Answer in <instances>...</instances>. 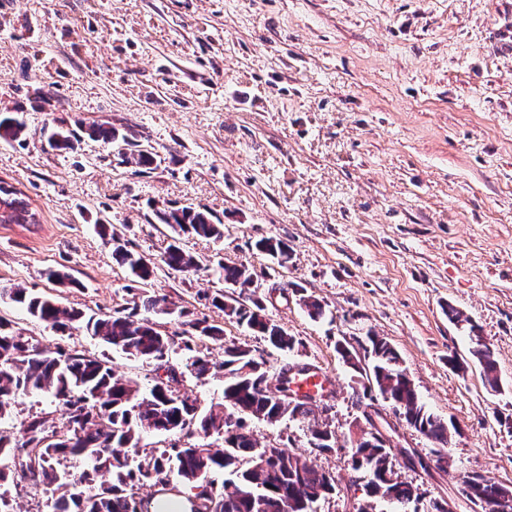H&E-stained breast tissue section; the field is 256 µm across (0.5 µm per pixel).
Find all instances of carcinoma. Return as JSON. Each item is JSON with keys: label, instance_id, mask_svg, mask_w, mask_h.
Listing matches in <instances>:
<instances>
[{"label": "carcinoma", "instance_id": "obj_1", "mask_svg": "<svg viewBox=\"0 0 512 512\" xmlns=\"http://www.w3.org/2000/svg\"><path fill=\"white\" fill-rule=\"evenodd\" d=\"M24 131L25 126L18 119L0 114V140L17 141ZM90 136L131 145L128 135L108 126L92 128ZM123 156L126 163L140 168L155 163V153L149 150L125 152ZM151 207L159 223L170 229L172 243L154 261L116 242L112 246L113 261L145 285L161 266L176 272L212 270L225 287L237 288L239 293L236 298L217 293L211 298V305L285 355L294 352L296 339L266 316L261 297L252 290L254 276L247 266L226 261L204 266L199 257L182 246L181 236L186 234L213 240L224 238V224L214 222L210 213L191 205L159 207L154 202ZM2 209L8 217H0V224L32 223L34 212L22 193L0 181ZM254 248L280 266L288 263L290 250L281 240L262 238ZM0 299L21 306L31 317L56 331L80 324L105 344L160 367L168 363L173 341L157 328L153 316H185V311H175L160 295H145L128 310L99 316H87L63 306L53 295H34L19 286L1 287ZM448 319L456 326L468 327L475 343L472 355L482 367L484 383L491 390H498L496 361L478 327L453 306L448 307ZM184 325L189 330L185 331L181 349L188 354L191 371L200 378L210 373L212 362L199 349V342L224 340V329L198 318L186 320ZM367 339L369 348L365 353L370 355L367 365L372 386L360 381L364 377L362 358L343 345L336 346L351 382L362 389L366 407L379 399L390 401L399 411V422L424 435L439 458H444L448 422L430 412L421 401L396 349L375 334ZM220 368L224 371V403L200 415L189 398L174 395L160 381L154 383L149 395L142 396L138 384L116 374L107 361L75 348L47 354L0 318V417L8 413L20 395L33 390L51 393L62 401L66 413L64 432L50 428L39 417L23 426L20 439L0 430V459L10 458L13 462L11 466H0V486L24 483L44 493L69 488L68 495L55 501L54 512H151L152 499L181 493V483L197 489L190 512H255L257 501L261 512H286L288 508L292 512H314V504L336 492V478L315 468L300 452H266L249 429L237 423L230 425L228 419L248 417L271 424L283 419L298 421L307 425L308 443L314 444V449L330 452L336 448V432L328 430L327 423L321 420L324 410L306 399L276 396L268 386L266 363L247 346L224 347ZM185 430H199L206 435L213 431L221 435L224 447L140 448L141 435L146 432ZM75 457L90 459L92 473L71 481L59 466ZM350 460L352 470L368 476L367 509L359 512H375L378 502L390 506L411 500L412 485L399 480L394 472L396 455L391 449L360 444L351 449ZM219 470L224 471V482L217 487L208 480V474ZM97 476L100 481L94 491H85L84 484ZM147 485L154 492L140 495L141 488ZM461 491L470 503L480 507L512 495V486L469 473L462 477Z\"/></svg>", "mask_w": 512, "mask_h": 512}]
</instances>
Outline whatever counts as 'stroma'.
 Segmentation results:
<instances>
[{"label": "stroma", "mask_w": 512, "mask_h": 512, "mask_svg": "<svg viewBox=\"0 0 512 512\" xmlns=\"http://www.w3.org/2000/svg\"><path fill=\"white\" fill-rule=\"evenodd\" d=\"M1 112L25 133L0 140V180L40 221L0 224V285L88 314L164 295L222 326L223 344L277 367L281 351L211 305L224 284L210 271L163 267L143 285L112 260L116 241L148 258L165 251L170 232L151 202L207 210L223 240L191 236L187 249L246 264L266 315L297 340L294 360L330 381L333 451L310 450L305 425L248 422L261 447L304 452L335 476L338 493L316 512L364 502L366 477L351 470L347 446L364 406L336 344L362 352L370 331L398 351L427 408L454 424L446 464L420 433L389 428L399 478L457 512H474L459 494L463 474L512 485V0H0ZM105 123L154 152L152 167L90 138ZM57 128L75 134L72 149L50 145ZM267 237L288 244L286 266L255 250ZM51 270L77 287H58ZM289 283L325 317L283 294ZM451 306L492 348L499 391L484 384ZM177 312L157 318L174 340L175 390L205 412L224 401L223 344L209 346L210 374H190ZM0 317L46 351L108 357L141 393L154 383V365L84 327L62 334L1 301ZM452 354L462 369L449 366ZM35 415L65 423L64 406L33 391L0 429L20 433Z\"/></svg>", "instance_id": "35a3bbf8"}]
</instances>
